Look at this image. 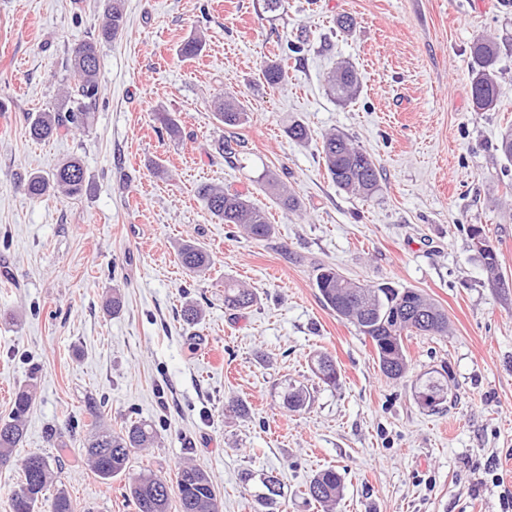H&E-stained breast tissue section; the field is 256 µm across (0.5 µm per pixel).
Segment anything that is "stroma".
<instances>
[{
    "label": "stroma",
    "instance_id": "stroma-1",
    "mask_svg": "<svg viewBox=\"0 0 512 512\" xmlns=\"http://www.w3.org/2000/svg\"><path fill=\"white\" fill-rule=\"evenodd\" d=\"M123 0L126 28L100 46L101 94L85 128L36 141L32 113L63 106L72 46L95 34L107 0H0V418L33 389L26 433L0 463V512L23 460L48 456L74 512H136L127 477L100 479L81 448L91 411L121 427L145 420L157 447L133 471L173 477L184 462L212 476L222 512H260L244 480L282 483L284 512H323L304 489L336 469L333 512H512V6L502 0ZM352 16V33L336 19ZM201 36L191 60L181 44ZM501 45L495 110L469 98L480 36ZM281 62L283 85L265 83ZM350 62L361 91L340 104L326 77ZM246 114L213 115L218 97ZM181 126L170 138L155 115ZM310 138H288L291 121ZM339 131L373 156L380 189H339L319 153ZM228 152H220V145ZM76 157L86 189L30 201L18 183ZM275 173L300 202L286 210L260 187ZM203 184L249 193L275 228L266 241L219 223L196 195ZM481 227L498 254L487 269L472 247ZM197 241L212 264L180 266ZM329 265L363 284L390 283L433 298L444 335L408 334V367L380 371L368 339L324 307L313 284ZM253 288L244 311L224 306V282ZM120 290L119 313L106 308ZM197 303L187 326L181 310ZM334 357L323 384L308 357ZM447 370L449 395L422 408L414 388ZM312 401L288 411L284 380ZM236 398L243 412L226 410ZM63 447H54L52 436Z\"/></svg>",
    "mask_w": 512,
    "mask_h": 512
}]
</instances>
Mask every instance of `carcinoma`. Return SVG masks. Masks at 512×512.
Returning a JSON list of instances; mask_svg holds the SVG:
<instances>
[{
    "mask_svg": "<svg viewBox=\"0 0 512 512\" xmlns=\"http://www.w3.org/2000/svg\"><path fill=\"white\" fill-rule=\"evenodd\" d=\"M126 25L122 0H112L104 14L96 37L75 46L70 55L72 83L64 91V98L71 103L66 113L43 111L31 118L29 134L36 140H49L72 127L88 121L89 113L96 106L101 92L99 82V48L101 43L115 39ZM500 44L487 37H480L471 45V55L478 69L470 82L472 107L477 112H488L495 108L500 84L497 79V64ZM262 77L271 86L286 78L283 65L277 61L265 63ZM328 92L339 103L356 98L360 79L358 72L348 62L340 61L328 76ZM217 121L227 126L241 123L244 112L233 101L222 98L214 102ZM320 152L325 170L340 189L363 196L374 194L379 187V170L363 149L356 146L345 134L328 132L322 135ZM29 200L37 202L49 191L58 190L76 199L85 190V171L82 162L71 158L59 164L51 174H31L20 185ZM264 190L287 210L299 208L298 200L288 188L277 181L274 175L267 176ZM197 196L207 211L232 224L248 237L264 241L274 233L266 212L255 206L247 194L224 190L212 185H201ZM182 268L201 274L211 265L209 252L196 242L183 243L178 251ZM315 286L324 304L336 315L353 323L360 334L372 343L381 372L388 378L398 380L407 369L404 337L410 332L445 334L448 331L447 314L429 297L414 290H398L388 284H356L332 267H319ZM257 301L256 293L235 281H224V306L236 311L247 310ZM314 375L328 386L336 385V361L327 353H314L310 357ZM420 406L431 411L438 409L448 399V374L429 377L415 391ZM282 403L291 412H300L309 406L311 394L302 383L287 381L282 386ZM32 404V393L23 388L15 394L11 415L0 421V462L10 459L13 448L22 440L26 414ZM158 444L154 425L147 421H132L120 430L112 429L99 415L89 424L83 441L86 461L91 470L104 480H110L130 470L133 455L138 450L153 448ZM23 477L13 491V512H73L68 495L57 491L53 496L47 492L55 482L54 470L47 456L29 455L22 467ZM256 481L253 497L264 512H278V501L269 495L282 496L280 480L269 473L245 474V481ZM342 490V477L334 469H325L315 474L306 488V494L314 501L330 507L336 503ZM128 496L133 500L137 512H221L222 502L216 487L206 470L186 462L176 473L175 484L144 470L131 478L127 486Z\"/></svg>",
    "mask_w": 512,
    "mask_h": 512,
    "instance_id": "obj_1",
    "label": "carcinoma"
}]
</instances>
